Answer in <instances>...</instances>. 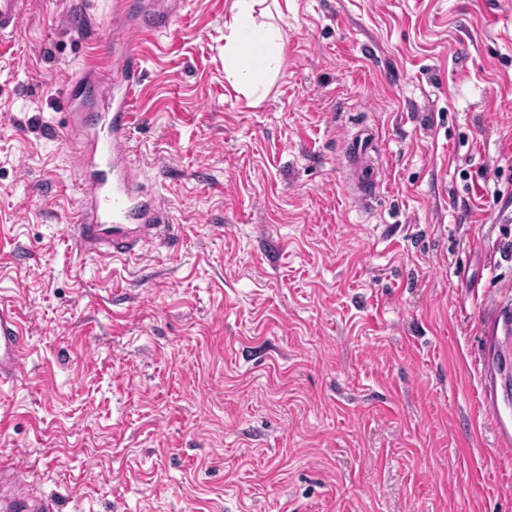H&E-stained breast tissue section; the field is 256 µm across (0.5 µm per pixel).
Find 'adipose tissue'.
<instances>
[{
	"instance_id": "obj_1",
	"label": "adipose tissue",
	"mask_w": 512,
	"mask_h": 512,
	"mask_svg": "<svg viewBox=\"0 0 512 512\" xmlns=\"http://www.w3.org/2000/svg\"><path fill=\"white\" fill-rule=\"evenodd\" d=\"M264 0H233L225 24L224 72L238 92L250 102L262 99L256 66L277 70L281 62L282 33L275 26L256 25L253 14Z\"/></svg>"
}]
</instances>
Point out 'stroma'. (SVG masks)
<instances>
[{
	"mask_svg": "<svg viewBox=\"0 0 512 512\" xmlns=\"http://www.w3.org/2000/svg\"><path fill=\"white\" fill-rule=\"evenodd\" d=\"M113 0H31L0 42V299L28 353L0 455L62 512H512V0H288L248 104L224 76L232 0H177L140 38L131 148L165 236L128 258L67 234L76 86L113 69ZM378 131L386 191L345 194ZM342 163L348 172L347 195L360 210H370L384 194L378 135L370 128L359 129L347 144ZM509 313L508 302L496 301L486 306L484 334L487 339L497 336L500 323L505 327L508 325Z\"/></svg>",
	"mask_w": 512,
	"mask_h": 512,
	"instance_id": "35a3bbf8",
	"label": "stroma"
}]
</instances>
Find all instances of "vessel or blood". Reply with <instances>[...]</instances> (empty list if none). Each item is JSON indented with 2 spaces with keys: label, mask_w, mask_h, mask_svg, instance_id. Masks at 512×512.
<instances>
[{
  "label": "vessel or blood",
  "mask_w": 512,
  "mask_h": 512,
  "mask_svg": "<svg viewBox=\"0 0 512 512\" xmlns=\"http://www.w3.org/2000/svg\"><path fill=\"white\" fill-rule=\"evenodd\" d=\"M30 0H0V39L14 36L29 11ZM171 15L145 8L141 0H114L113 24L123 25L121 65L117 76L91 82L97 97L107 102L94 122L81 113L71 115L76 155L83 182L78 200L80 221L67 231L91 255H139L145 243L161 236L162 208L156 194L140 179L130 160L135 127L136 88L142 75L137 41L146 33L168 27ZM342 163L348 172L347 194L359 209L370 210L384 193L378 135L359 129L347 144ZM512 318V304L496 301L485 309L484 334L496 336L501 324ZM25 329L16 306L0 302V385L14 380L23 368ZM8 488L10 502L0 512H61L59 500L34 492L26 476L0 459V489Z\"/></svg>",
  "instance_id": "obj_1"
}]
</instances>
